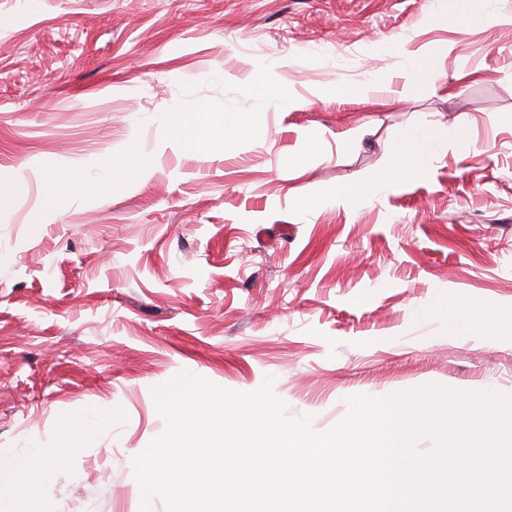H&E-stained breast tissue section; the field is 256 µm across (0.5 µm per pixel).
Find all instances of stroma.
<instances>
[{
    "label": "stroma",
    "instance_id": "1",
    "mask_svg": "<svg viewBox=\"0 0 512 512\" xmlns=\"http://www.w3.org/2000/svg\"><path fill=\"white\" fill-rule=\"evenodd\" d=\"M411 57L435 74L407 93ZM202 102L265 127L186 148ZM426 131L429 167L368 193ZM48 164L101 182L58 210ZM183 372L273 378L319 432L356 394L512 396V0H0V457L107 414L43 491L140 512Z\"/></svg>",
    "mask_w": 512,
    "mask_h": 512
}]
</instances>
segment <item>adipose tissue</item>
<instances>
[{
	"mask_svg": "<svg viewBox=\"0 0 512 512\" xmlns=\"http://www.w3.org/2000/svg\"><path fill=\"white\" fill-rule=\"evenodd\" d=\"M265 122L264 113L250 112L233 125L217 124L212 120L209 108L201 104L197 106L191 123L178 132L177 138L187 148L197 149L223 141L231 135L259 132ZM432 153L433 143L429 136L419 133L408 137L395 150L391 167L371 181V190L378 192L391 182L403 181L419 174L426 168ZM105 422V416L96 415L89 426L79 433L64 430L60 446H36L18 458L0 460V505L25 504L30 506L31 512H50L48 504L36 494L37 488L48 479V464L69 452L71 441L84 444L92 440L95 430Z\"/></svg>",
	"mask_w": 512,
	"mask_h": 512,
	"instance_id": "ef3b65f1",
	"label": "adipose tissue"
}]
</instances>
